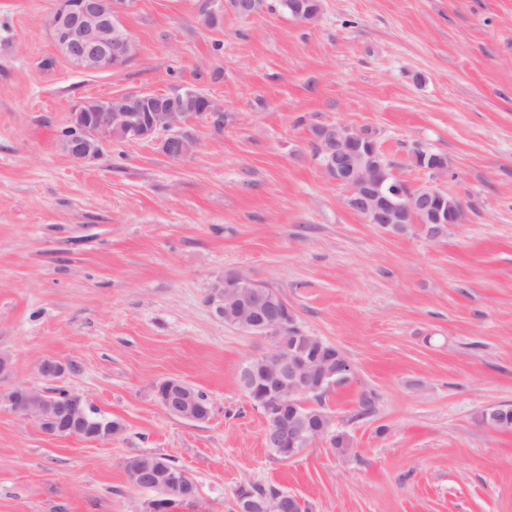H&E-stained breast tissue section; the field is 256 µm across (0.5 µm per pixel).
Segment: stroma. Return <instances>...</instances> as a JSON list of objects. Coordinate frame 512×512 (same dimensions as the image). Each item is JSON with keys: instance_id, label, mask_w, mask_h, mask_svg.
<instances>
[{"instance_id": "obj_1", "label": "stroma", "mask_w": 512, "mask_h": 512, "mask_svg": "<svg viewBox=\"0 0 512 512\" xmlns=\"http://www.w3.org/2000/svg\"><path fill=\"white\" fill-rule=\"evenodd\" d=\"M223 3L133 0L134 54L89 72L56 52L54 0H0V353L17 384L62 361L55 388L122 425L57 439L0 408V512H144L153 494L123 468L139 455L194 482L176 512H236L248 481L310 512H512V430L475 419L512 405V0H322L309 23ZM187 89L224 129L194 125L185 160L118 141L82 163L61 145L85 100ZM317 123L375 129L397 175L458 197L463 223L435 239L367 223L314 157ZM416 148L447 171L414 167ZM223 276L275 289L345 355L352 380L325 407L347 449L265 447L240 372L267 344L213 313ZM168 379L205 393L210 419L165 412Z\"/></svg>"}]
</instances>
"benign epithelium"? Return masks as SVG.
I'll return each mask as SVG.
<instances>
[{
    "mask_svg": "<svg viewBox=\"0 0 512 512\" xmlns=\"http://www.w3.org/2000/svg\"><path fill=\"white\" fill-rule=\"evenodd\" d=\"M132 0H55L50 17V30L55 48L73 67L96 71L120 51L131 36L115 37V26L130 8ZM163 93H142L135 97L114 96L102 100L89 124L71 141L70 157L77 162L99 158L112 137L125 140L150 141L163 153L180 147L174 113L162 104ZM336 150L331 164L336 170L332 180L348 186L346 205L364 216L367 223L388 226L402 224L411 217L412 224H445L463 203L438 186L426 182L409 186L412 195L387 193L384 182L397 177L372 159L374 150L362 153L361 148L373 144L365 128L336 125ZM448 207H443V202ZM237 296L231 326L259 336L270 349L246 361L240 373L241 385L249 397H256L264 406L263 417L269 419L264 440L266 446L282 460L293 459L301 449L333 431L319 417L303 413V397L322 389L336 388V372L352 371L349 362L336 354V347L307 354L288 355L285 329L296 323L294 311L284 303L270 310L265 321L256 323L257 297L250 282L225 276L214 281L208 301L219 317H224V296ZM11 371L10 358L0 353V406L35 420L53 437L84 442H100L116 435L121 426L107 416L93 423L98 413L83 394L67 391L58 400L55 394L29 385L5 383ZM66 365L56 359L38 364L39 375L47 381L61 378ZM161 407L169 414L195 422L208 417L200 412L193 387L177 379L168 381L165 391L157 395ZM124 469L129 483L157 493L147 502L146 512H162V505L171 498L192 501L196 492L186 472L168 465L162 456H135L127 459ZM299 498L295 495H274L255 501L246 484L239 486L237 512H296Z\"/></svg>",
    "mask_w": 512,
    "mask_h": 512,
    "instance_id": "benign-epithelium-1",
    "label": "benign epithelium"
}]
</instances>
